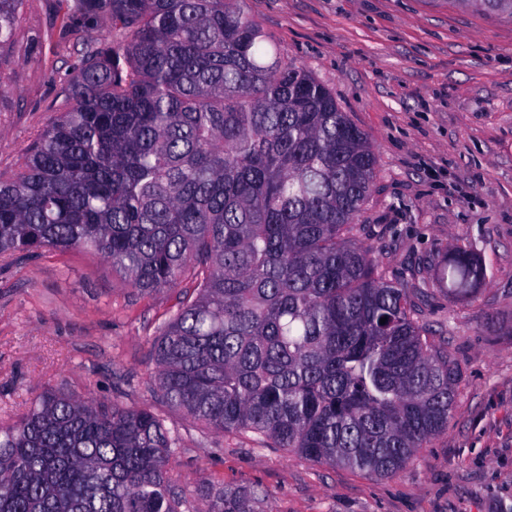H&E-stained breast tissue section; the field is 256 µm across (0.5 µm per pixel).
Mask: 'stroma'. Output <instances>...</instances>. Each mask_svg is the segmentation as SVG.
<instances>
[{"label":"stroma","mask_w":512,"mask_h":512,"mask_svg":"<svg viewBox=\"0 0 512 512\" xmlns=\"http://www.w3.org/2000/svg\"><path fill=\"white\" fill-rule=\"evenodd\" d=\"M285 62L336 96L378 157L360 217L387 279L462 244L488 279L417 314L459 369L448 429L393 477L329 468L251 435L216 434L162 401L152 344L190 282L142 292L96 253L0 255V420L53 388L147 407L180 438L170 478L265 489L264 512H512V18L448 0H247ZM63 0H25L0 53V180L61 108L74 55Z\"/></svg>","instance_id":"obj_1"}]
</instances>
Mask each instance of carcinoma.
Listing matches in <instances>:
<instances>
[{"label":"carcinoma","instance_id":"1","mask_svg":"<svg viewBox=\"0 0 512 512\" xmlns=\"http://www.w3.org/2000/svg\"><path fill=\"white\" fill-rule=\"evenodd\" d=\"M25 0H0V49ZM512 17V0H449ZM245 0H73L102 26L66 108L0 183V254L87 249L141 291L191 279L153 346L163 401L222 434L392 476L448 429L455 363L386 279L359 217L366 134L281 60ZM437 287L487 277L455 246ZM385 323H380V319ZM178 435L148 408L46 390L0 425V512H182ZM196 512H258L267 492L196 491Z\"/></svg>","mask_w":512,"mask_h":512}]
</instances>
